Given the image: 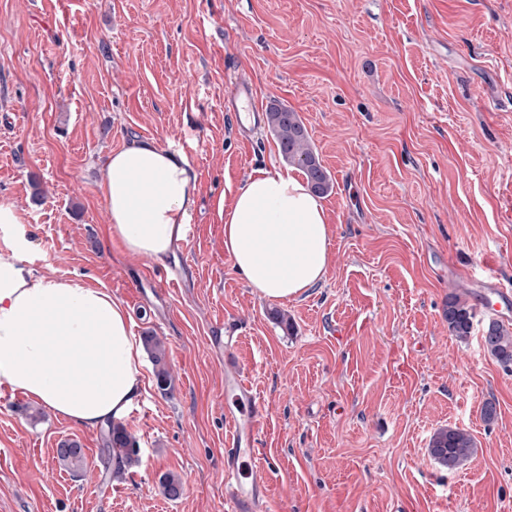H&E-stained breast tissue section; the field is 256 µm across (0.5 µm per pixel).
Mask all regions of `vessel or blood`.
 I'll return each instance as SVG.
<instances>
[{
	"instance_id": "vessel-or-blood-1",
	"label": "vessel or blood",
	"mask_w": 512,
	"mask_h": 512,
	"mask_svg": "<svg viewBox=\"0 0 512 512\" xmlns=\"http://www.w3.org/2000/svg\"><path fill=\"white\" fill-rule=\"evenodd\" d=\"M224 109L231 113L238 139L248 141L262 128L265 113L252 82L238 78L224 88ZM471 283L485 287L495 314L512 309V285L469 274ZM210 349L224 361V498L229 512H265L266 481L256 457V440L264 405L247 382L234 337L212 336Z\"/></svg>"
}]
</instances>
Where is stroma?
Masks as SVG:
<instances>
[{
	"mask_svg": "<svg viewBox=\"0 0 512 512\" xmlns=\"http://www.w3.org/2000/svg\"><path fill=\"white\" fill-rule=\"evenodd\" d=\"M298 112L333 179L318 286L264 299L216 216L257 170L289 172L269 130L240 141L224 85ZM135 139L196 174L191 236L155 261L114 239L102 162ZM0 255L107 289L166 347L126 430L139 462L107 463L105 428L0 401V512H225L224 364L232 326L266 414L267 512H512V367L483 347L492 316L452 336L449 294L477 307L475 264L512 281V0H0ZM496 416L485 421L482 408ZM472 435L440 466L436 429ZM78 440L86 469L56 448ZM183 493L165 497L162 475ZM145 346L154 365V374L157 387L164 392L171 381L170 371L166 363L165 349L156 336H144ZM429 447L431 457L441 466L452 470L472 455L474 441L466 430L448 426L435 431Z\"/></svg>",
	"mask_w": 512,
	"mask_h": 512,
	"instance_id": "obj_1",
	"label": "stroma"
}]
</instances>
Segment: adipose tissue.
I'll use <instances>...</instances> for the list:
<instances>
[{
  "label": "adipose tissue",
  "mask_w": 512,
  "mask_h": 512,
  "mask_svg": "<svg viewBox=\"0 0 512 512\" xmlns=\"http://www.w3.org/2000/svg\"><path fill=\"white\" fill-rule=\"evenodd\" d=\"M103 170L113 237L129 255L167 256L196 204L187 159L144 140L111 152ZM217 215L225 251L260 297L295 298L324 280L326 211L298 176L255 171ZM144 370L132 317L110 292L0 256V379L71 424L97 428L140 401Z\"/></svg>",
  "instance_id": "ef3b65f1"
}]
</instances>
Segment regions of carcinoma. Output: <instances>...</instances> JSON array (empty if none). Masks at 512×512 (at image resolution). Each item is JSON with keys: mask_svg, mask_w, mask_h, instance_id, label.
Wrapping results in <instances>:
<instances>
[{"mask_svg": "<svg viewBox=\"0 0 512 512\" xmlns=\"http://www.w3.org/2000/svg\"><path fill=\"white\" fill-rule=\"evenodd\" d=\"M269 129L276 140L279 152L286 163L299 168L305 175L312 191L325 195L332 190L330 173L321 164L315 151L308 130L299 114L279 103H272L268 108ZM444 318L448 322L451 335L461 341L467 340L473 330L474 309L460 296H448L444 309ZM488 353L501 364L512 365V331L497 321L487 324L482 336ZM145 346L154 365L157 387L164 392L171 381L166 363L165 349L155 336L144 337ZM103 453L114 457L120 463L129 466L139 462V448L136 441L121 425H111L105 439ZM474 441L470 433L459 427H443L435 431L430 439L429 454L441 466L450 470L466 461L473 452ZM59 462L75 473L81 472L86 458L81 444L76 440H64L57 448ZM164 494L176 499L182 492L181 480L166 474L161 479Z\"/></svg>", "mask_w": 512, "mask_h": 512, "instance_id": "obj_1", "label": "carcinoma"}]
</instances>
